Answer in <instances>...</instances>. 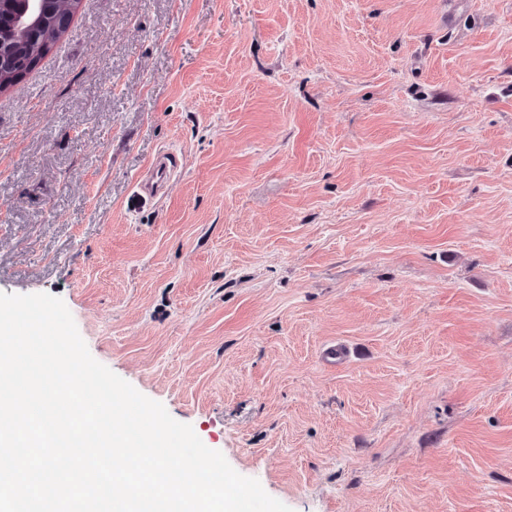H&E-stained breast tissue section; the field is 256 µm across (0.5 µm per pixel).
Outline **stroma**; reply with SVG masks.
<instances>
[{"label":"stroma","instance_id":"35a3bbf8","mask_svg":"<svg viewBox=\"0 0 512 512\" xmlns=\"http://www.w3.org/2000/svg\"><path fill=\"white\" fill-rule=\"evenodd\" d=\"M0 293L292 512H512V0H81L0 93ZM170 162L172 170L177 167L176 155L168 152L161 153L157 156L156 160L150 164L145 176L137 183L138 192L148 194L150 197H156L157 193L153 194V184L155 180L156 184H162L165 182L168 175H170Z\"/></svg>","mask_w":512,"mask_h":512}]
</instances>
